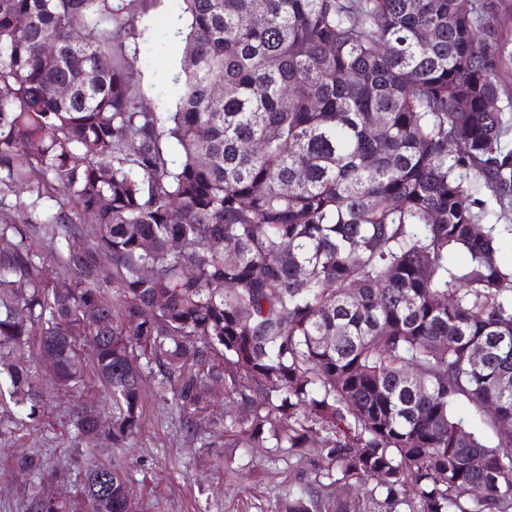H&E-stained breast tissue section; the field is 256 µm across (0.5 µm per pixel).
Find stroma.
<instances>
[{"label":"stroma","instance_id":"1","mask_svg":"<svg viewBox=\"0 0 512 512\" xmlns=\"http://www.w3.org/2000/svg\"><path fill=\"white\" fill-rule=\"evenodd\" d=\"M183 0H139L122 40L121 55L130 65L137 104L153 112L172 111L178 88L174 76L188 25ZM70 402L48 400L43 431L19 430L20 446L43 453L65 480L50 485L54 494L75 490L82 469L74 463V441L67 432ZM212 450L185 437L178 414L154 397L144 401V423L128 447L99 449L97 457L122 468L132 489L134 512H278L299 495L324 463L282 448H236L224 437L212 438Z\"/></svg>","mask_w":512,"mask_h":512}]
</instances>
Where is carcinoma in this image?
I'll return each instance as SVG.
<instances>
[{"label":"carcinoma","mask_w":512,"mask_h":512,"mask_svg":"<svg viewBox=\"0 0 512 512\" xmlns=\"http://www.w3.org/2000/svg\"><path fill=\"white\" fill-rule=\"evenodd\" d=\"M135 2L0 0V188L29 194L0 223V436L52 392L78 456L125 448L147 371L187 435L362 491L331 512H512V264L483 224V197L512 207L502 0H183L173 112L116 57ZM14 466L27 512H133L110 461L66 497L41 453Z\"/></svg>","instance_id":"1"}]
</instances>
